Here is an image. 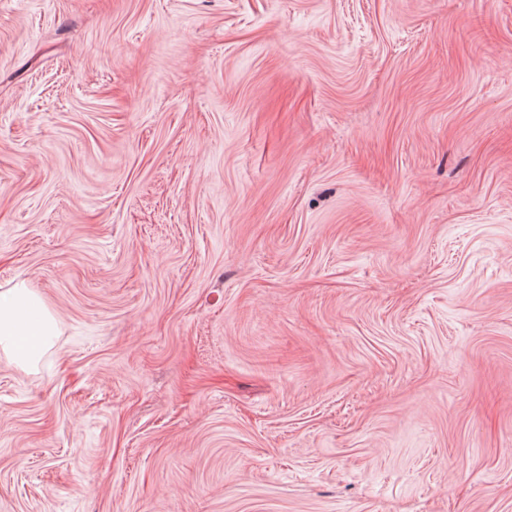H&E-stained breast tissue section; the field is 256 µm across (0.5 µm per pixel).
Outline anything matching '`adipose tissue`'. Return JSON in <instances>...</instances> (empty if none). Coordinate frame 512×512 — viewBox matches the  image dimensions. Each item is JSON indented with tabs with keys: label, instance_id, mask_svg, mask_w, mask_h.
Listing matches in <instances>:
<instances>
[{
	"label": "adipose tissue",
	"instance_id": "ef3b65f1",
	"mask_svg": "<svg viewBox=\"0 0 512 512\" xmlns=\"http://www.w3.org/2000/svg\"><path fill=\"white\" fill-rule=\"evenodd\" d=\"M57 333L54 316L35 292L22 285L0 292V350L30 364Z\"/></svg>",
	"mask_w": 512,
	"mask_h": 512
}]
</instances>
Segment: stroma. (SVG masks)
Listing matches in <instances>:
<instances>
[{
    "label": "stroma",
    "mask_w": 512,
    "mask_h": 512,
    "mask_svg": "<svg viewBox=\"0 0 512 512\" xmlns=\"http://www.w3.org/2000/svg\"><path fill=\"white\" fill-rule=\"evenodd\" d=\"M0 512H512V0H0ZM57 333L54 316L35 292L23 284L0 292V347L16 361L35 362Z\"/></svg>",
    "instance_id": "35a3bbf8"
}]
</instances>
